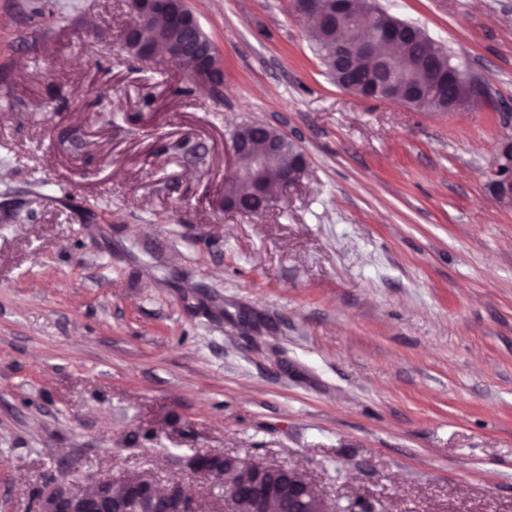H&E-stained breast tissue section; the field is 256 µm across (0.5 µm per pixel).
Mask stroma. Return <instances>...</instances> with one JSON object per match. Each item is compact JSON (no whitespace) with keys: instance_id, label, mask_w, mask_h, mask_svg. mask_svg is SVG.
<instances>
[{"instance_id":"35a3bbf8","label":"stroma","mask_w":512,"mask_h":512,"mask_svg":"<svg viewBox=\"0 0 512 512\" xmlns=\"http://www.w3.org/2000/svg\"><path fill=\"white\" fill-rule=\"evenodd\" d=\"M188 3L221 94L125 53L128 0H0V512L51 473L215 512L198 452L336 507L512 512V0H377L483 85L456 112L336 85L290 0ZM244 122L308 162L255 216L224 208ZM491 196L502 206H512V135L501 137L496 147L495 161L485 173Z\"/></svg>"}]
</instances>
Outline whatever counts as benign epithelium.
Returning <instances> with one entry per match:
<instances>
[{
	"instance_id": "7a95c632",
	"label": "benign epithelium",
	"mask_w": 512,
	"mask_h": 512,
	"mask_svg": "<svg viewBox=\"0 0 512 512\" xmlns=\"http://www.w3.org/2000/svg\"><path fill=\"white\" fill-rule=\"evenodd\" d=\"M181 0H128L132 20L126 28L124 50L136 59L153 57L162 51L165 58L178 66L190 68L194 81L203 87L217 90L224 83L223 62L213 44L199 45L186 38L189 29L198 24V18L190 8L181 9ZM292 11L320 25L336 23L335 0H293ZM391 44L405 46L401 32L390 24H383L356 37L343 28L336 29V46L348 51L371 71L388 75L383 90L373 94V99L412 106L415 98L426 90H440L448 84L459 83V73L452 67L448 70L431 69L422 74L418 87L408 95L392 94L388 86L398 79L391 70L393 57L381 51V46ZM482 96V87L471 79L454 97L448 99L445 110L453 112L464 103ZM243 126L232 134L229 165L232 181L245 175L252 177L255 194L269 195L271 181H276L291 190L301 180L307 163L296 167L284 165L271 172L262 165L265 155L276 153L279 146L288 141L282 133L276 139L264 141L261 148L242 136ZM486 185L491 196L502 206H512V135L501 137L496 147L495 161L485 173ZM266 464H255L239 460L232 480L235 490L219 499L217 512H239L241 494H246L250 512H276V503L288 499V512H327L325 498L321 495L309 475L298 468L288 469V486L270 479ZM121 483L141 490L134 500L114 496L116 482L110 478L91 476L84 484L58 479L40 485L39 497L33 503V512H154L156 498L166 499L168 512H194V505L182 488L166 492L158 483L145 475L127 476Z\"/></svg>"
}]
</instances>
